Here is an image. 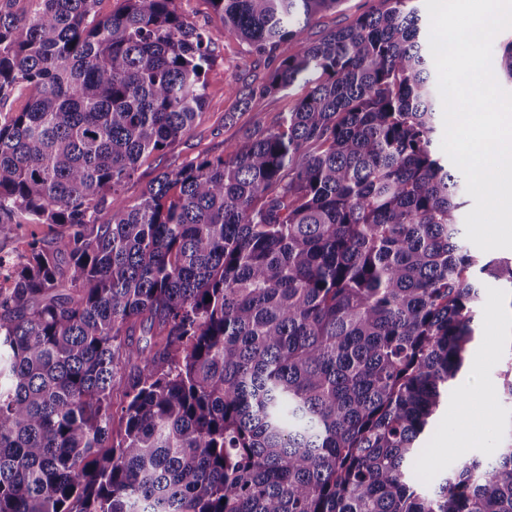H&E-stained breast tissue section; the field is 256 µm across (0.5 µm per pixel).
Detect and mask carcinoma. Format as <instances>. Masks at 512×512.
I'll return each mask as SVG.
<instances>
[{
  "mask_svg": "<svg viewBox=\"0 0 512 512\" xmlns=\"http://www.w3.org/2000/svg\"><path fill=\"white\" fill-rule=\"evenodd\" d=\"M0 5V512H512L494 461L428 494L407 476L464 366L485 261L436 154L415 0H209L256 55L297 46L243 103L308 86L283 122L125 196L187 136L214 58L175 0ZM493 73L512 84V38ZM210 302H205L206 297ZM119 399H114V392ZM118 423L119 429L113 428ZM373 4V0H346L336 10L318 16L317 21L306 29L304 38L308 42L318 41L329 31L350 25L359 14L369 10ZM23 250L24 245L15 230L7 226H0V256L2 264L8 266L18 263L19 254Z\"/></svg>",
  "mask_w": 512,
  "mask_h": 512,
  "instance_id": "obj_1",
  "label": "carcinoma"
}]
</instances>
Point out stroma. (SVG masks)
Here are the masks:
<instances>
[{
  "mask_svg": "<svg viewBox=\"0 0 512 512\" xmlns=\"http://www.w3.org/2000/svg\"><path fill=\"white\" fill-rule=\"evenodd\" d=\"M373 0H344L337 9L322 13L304 33L315 42L329 31L350 25L369 10ZM178 9L194 25L207 30L214 49V66L208 76L206 104L190 134L174 149L144 157L128 198H137L157 175L177 170L183 162L223 154L226 145L238 141L245 130L260 124L277 126L296 100L306 92L298 85L283 94L254 100L241 108L237 100L245 89L263 81L280 58L295 52L282 44L274 54L253 56L248 47L225 31L207 0H176ZM486 305L478 322L479 339L468 352L466 367L455 382L447 404L434 417L421 446L423 451L411 465L414 479L439 481L449 468L462 460L491 461L499 435L505 427L502 413L490 410V397L499 385V372L512 356V297L496 284L484 285ZM469 429V440H458L460 429Z\"/></svg>",
  "mask_w": 512,
  "mask_h": 512,
  "instance_id": "1",
  "label": "stroma"
}]
</instances>
